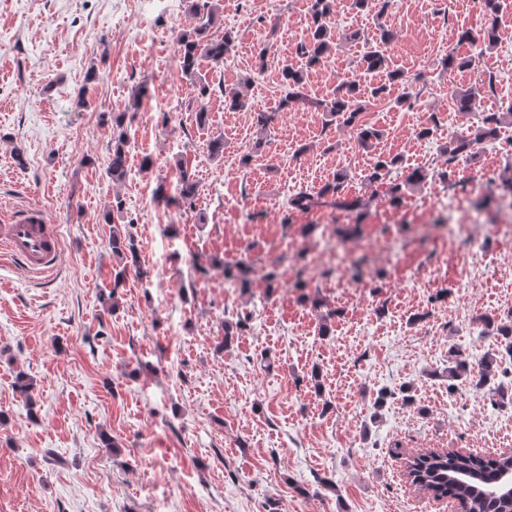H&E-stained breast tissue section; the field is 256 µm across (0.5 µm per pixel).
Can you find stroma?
Listing matches in <instances>:
<instances>
[{
    "label": "stroma",
    "instance_id": "35a3bbf8",
    "mask_svg": "<svg viewBox=\"0 0 512 512\" xmlns=\"http://www.w3.org/2000/svg\"><path fill=\"white\" fill-rule=\"evenodd\" d=\"M222 5L214 30L235 47L201 72L225 90L248 81L249 106L230 112L213 95L201 129L178 65L177 38L194 24L186 0H0V213L42 209L60 245L46 274L0 259V512H460L416 490L406 466L430 449L512 451V402L471 379L448 386L450 351L497 353L495 327L512 320V247L488 230L507 215L474 207L512 176V126L456 163L463 188L437 176L449 140L480 122L455 116L450 92L483 86V107L512 105V0L479 56L457 42L481 25L475 0H393L387 54L406 81L367 104L363 122L384 132L370 151L319 109L277 110L281 70L309 36L307 0ZM377 23L334 0L336 49L306 71L311 98L379 82L359 65ZM453 49L475 66L448 71ZM259 108L278 112L262 135ZM122 112L133 121L116 184ZM424 126L433 134L417 138ZM379 153L402 158L398 178L428 173L400 207L367 178ZM179 156L199 182L190 210L155 198L160 185L178 196ZM339 173L366 204L359 227L331 207L287 213L289 196ZM117 203L139 248L118 287L103 219ZM451 210L469 226L455 238L437 224ZM240 262L252 268L245 290L224 280ZM20 371L33 418L14 390ZM403 386L414 404L375 407ZM125 123V113L115 116L112 120V155L107 173L114 183L122 182L127 175L129 138Z\"/></svg>",
    "mask_w": 512,
    "mask_h": 512
}]
</instances>
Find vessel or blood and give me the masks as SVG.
Wrapping results in <instances>:
<instances>
[{
    "label": "vessel or blood",
    "instance_id": "obj_1",
    "mask_svg": "<svg viewBox=\"0 0 512 512\" xmlns=\"http://www.w3.org/2000/svg\"><path fill=\"white\" fill-rule=\"evenodd\" d=\"M0 249L26 269H45L56 261L54 229L43 210L0 219Z\"/></svg>",
    "mask_w": 512,
    "mask_h": 512
}]
</instances>
